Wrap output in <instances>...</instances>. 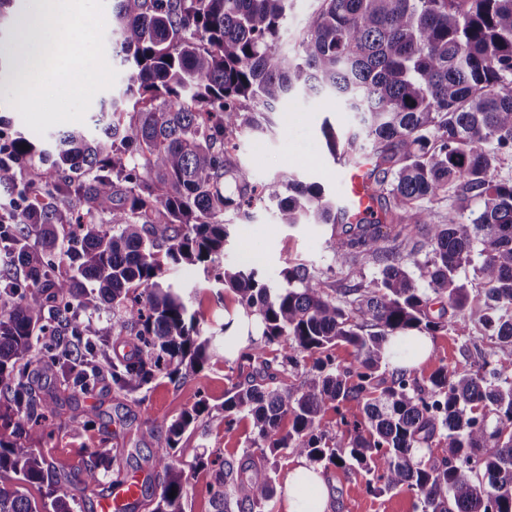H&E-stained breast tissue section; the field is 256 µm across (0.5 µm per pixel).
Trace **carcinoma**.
<instances>
[{
	"label": "carcinoma",
	"mask_w": 512,
	"mask_h": 512,
	"mask_svg": "<svg viewBox=\"0 0 512 512\" xmlns=\"http://www.w3.org/2000/svg\"><path fill=\"white\" fill-rule=\"evenodd\" d=\"M290 8L112 0L126 68L112 119L102 112L94 135L73 129L49 145L0 121V187L51 196L43 209L0 211V512H75L103 478L121 481L105 442L73 471L39 453L60 404L36 394L30 367L57 368L75 393L104 371L126 394L162 375L194 377L209 340L178 288L159 281L162 266L183 264L204 266L255 317L262 343L239 360L271 382L300 372L296 387L244 380L224 395V424L250 416L263 462L250 451L212 461L214 512H271V458L286 450L356 464L372 475L369 493L405 488L420 512H512V381L466 364L420 379L392 368L388 351L392 336L457 327L469 267L482 293L478 330L512 359V181L490 176L512 160V0H321L288 51ZM294 92L332 95L355 114L346 136L323 123L325 146L341 165L372 162L382 216L338 207L290 175L255 182L240 165L237 134L264 130ZM273 200L280 224L331 225L334 264L290 263L276 281L254 265L213 267L229 237L224 213ZM76 307L108 316L81 321ZM114 336L131 351L110 355ZM279 343L281 359L269 360ZM341 343L353 348L345 366L331 355ZM207 410L201 399L146 431L162 473L152 512H185L173 450ZM329 410L347 440L321 428ZM349 412L364 420L346 421Z\"/></svg>",
	"instance_id": "carcinoma-1"
}]
</instances>
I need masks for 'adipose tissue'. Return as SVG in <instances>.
Segmentation results:
<instances>
[{
    "label": "adipose tissue",
    "instance_id": "ef3b65f1",
    "mask_svg": "<svg viewBox=\"0 0 512 512\" xmlns=\"http://www.w3.org/2000/svg\"><path fill=\"white\" fill-rule=\"evenodd\" d=\"M429 336H394L389 341L391 363L396 367L414 369L429 356ZM328 493L318 467L306 459L292 461L280 487V512H325Z\"/></svg>",
    "mask_w": 512,
    "mask_h": 512
}]
</instances>
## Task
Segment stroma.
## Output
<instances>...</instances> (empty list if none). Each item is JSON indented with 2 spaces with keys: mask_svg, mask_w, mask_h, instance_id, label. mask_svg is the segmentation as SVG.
<instances>
[{
  "mask_svg": "<svg viewBox=\"0 0 512 512\" xmlns=\"http://www.w3.org/2000/svg\"><path fill=\"white\" fill-rule=\"evenodd\" d=\"M14 48L13 24H1L0 116L10 121L13 130L23 133L27 126L12 106L19 88L8 75ZM326 119L344 132L355 125L354 113L345 111L334 97L288 98L272 113L268 129H246L239 134L238 156L242 165L255 181L266 182L287 172L290 161L299 160L303 163L296 171L299 179L320 183L329 196L339 195L342 168L333 163L325 148L321 125ZM277 214L273 201L245 213L227 212L224 219L230 237L219 265L240 266L254 261L274 276L293 258L320 268L331 264L329 225L290 227L278 223ZM161 279L180 287L190 311L196 314L201 337L210 341V358L203 369L185 382L159 378L151 389L131 395L113 391L109 380H102L92 393L78 396L76 405L62 407L55 419V436L41 443L40 451L54 466L77 469L92 448L101 440H108L123 473L145 484L134 512H150L149 502L160 485L153 478L152 445L143 440L142 434L149 425H165L199 399H206L209 412L202 414L184 434L174 460L184 473L185 512H212L209 461L218 456L241 459L253 440L249 417H238L228 428L220 410L225 393L253 373L248 365L236 363V351L224 348L222 325L235 315L239 304L234 293L208 279L198 265L164 269ZM479 306V301H472L465 330L443 331L433 336L432 350L427 361L417 368V376L429 375L442 364L452 367L465 363L475 370L493 369L512 378V360L499 358L494 339L481 335L475 328ZM92 406L99 410L94 425L85 430L76 428L72 421L76 409ZM320 469L328 491L326 512H416V497L407 489L376 495L367 492L369 476L359 468H339L324 462Z\"/></svg>",
  "mask_w": 512,
  "mask_h": 512,
  "instance_id": "35a3bbf8",
  "label": "stroma"
}]
</instances>
